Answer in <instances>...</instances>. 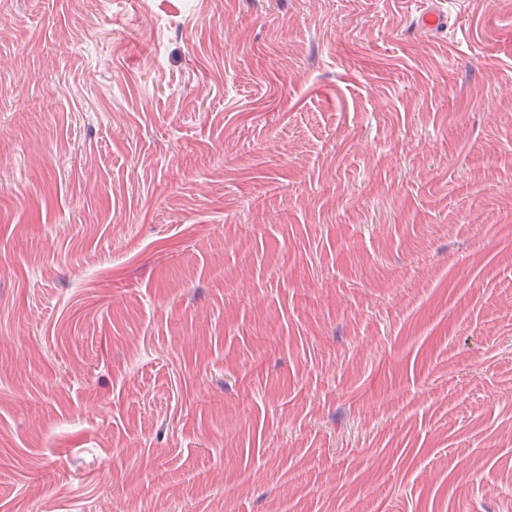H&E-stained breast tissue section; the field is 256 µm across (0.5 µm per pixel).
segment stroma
Instances as JSON below:
<instances>
[{"instance_id":"stroma-1","label":"stroma","mask_w":512,"mask_h":512,"mask_svg":"<svg viewBox=\"0 0 512 512\" xmlns=\"http://www.w3.org/2000/svg\"><path fill=\"white\" fill-rule=\"evenodd\" d=\"M0 512H512V0H0Z\"/></svg>"}]
</instances>
